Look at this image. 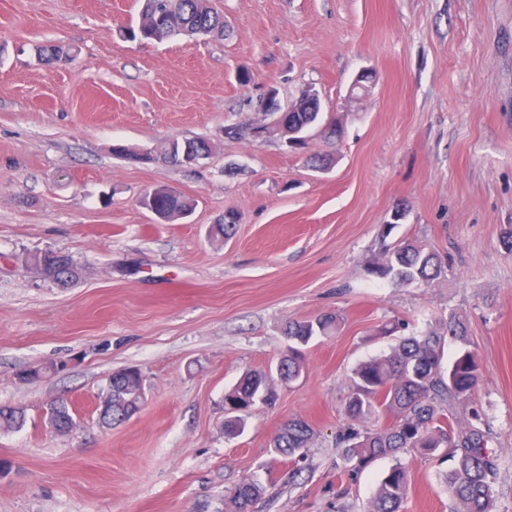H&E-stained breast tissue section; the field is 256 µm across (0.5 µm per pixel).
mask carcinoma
<instances>
[{
	"label": "carcinoma",
	"mask_w": 512,
	"mask_h": 512,
	"mask_svg": "<svg viewBox=\"0 0 512 512\" xmlns=\"http://www.w3.org/2000/svg\"><path fill=\"white\" fill-rule=\"evenodd\" d=\"M170 18L169 27L161 31L162 39L176 36H209L224 33V15L209 6L208 0H146L138 22L148 25L149 13ZM38 58L58 66L69 63L70 51L59 46L36 48ZM319 103L300 100L299 106L284 115L291 131L306 133L322 122ZM210 152L204 139L169 142L163 157L178 162L184 147ZM157 206L174 216L192 207L181 194L170 191L157 200ZM237 216L229 211L211 227L215 237L232 235ZM21 261L52 281L67 285L79 277L81 267L68 254L48 250L21 256ZM441 272L439 256L412 242H401L384 252L382 261L371 266L369 273L381 280L397 284L430 283ZM338 317L333 313L313 319L290 321L284 328L288 339L286 353L280 358L276 372L255 371L246 374L224 394V433L237 436L245 426V417L256 407L271 406L277 400L275 383L289 384L303 374V348L313 340L336 331ZM448 337L461 343L463 349L448 367L442 366L445 337L433 332L400 340L384 356L359 364L352 372L348 394L342 411L345 424L336 432L340 448L339 469L350 477L358 475L375 460H394L381 480L371 501L369 512H402L409 477L400 462L403 454L442 458L451 462L445 483L454 500V512H492V485L499 464L488 447L489 428L478 411L463 420L456 406L472 399L480 364L470 349L462 321L448 319ZM140 377L117 371L109 379L97 410L112 415V423L130 419L139 409ZM381 412L393 416L392 423L382 429L364 426ZM52 416L65 427L77 425L72 409L64 401L51 405ZM24 410L0 407V432H9L25 424ZM314 430L303 419L295 417L281 428L271 448L281 457L295 458L306 454ZM264 483L256 476L244 478L230 497L231 512H252L264 494Z\"/></svg>",
	"instance_id": "1"
}]
</instances>
